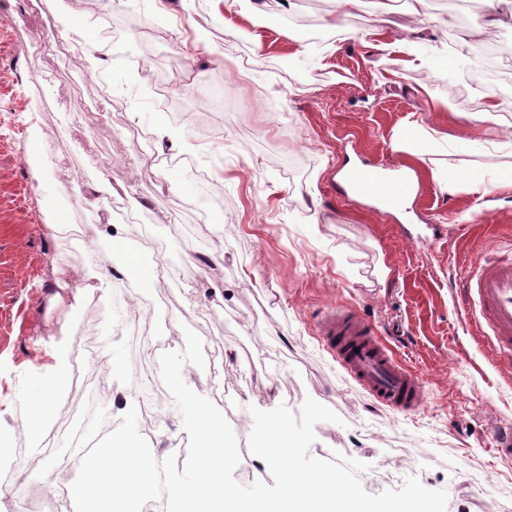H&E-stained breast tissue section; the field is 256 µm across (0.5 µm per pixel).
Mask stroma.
I'll return each instance as SVG.
<instances>
[{"label":"stroma","instance_id":"1","mask_svg":"<svg viewBox=\"0 0 512 512\" xmlns=\"http://www.w3.org/2000/svg\"><path fill=\"white\" fill-rule=\"evenodd\" d=\"M415 8L396 0L379 25L369 10L339 22L334 0H299L293 14L327 34L317 46L276 0L259 12L251 0L232 12L224 0H172L166 11L99 0L81 13L83 37L58 22L52 0H0V512H74L36 477L50 450L24 429L56 344L98 384L111 425L145 385L160 404L141 431L152 452L184 435L159 357L132 345L144 328L173 351L186 330L201 337L204 366H184L201 396L219 385L261 410L296 411L309 397L331 408L340 421L316 425L310 453L367 463L383 477L368 492L414 476L447 492V512H512V462L492 454L497 427L512 423V373L493 364L486 327L463 320L459 294L475 251L512 249V192L483 191L512 176V108L478 122L482 84L450 99L463 46L485 37L477 14L448 0ZM111 20L140 22L124 45L132 62L89 66ZM413 29L421 59L388 50ZM166 99L181 115L184 142L167 151L180 169L156 163ZM212 111L216 134L195 122ZM364 160L412 180L402 209L381 214L339 191ZM191 165L223 188V207L198 210ZM460 174L467 182L448 187ZM78 227L85 238L65 237ZM132 259L168 274L148 286L128 271ZM60 264L125 276L107 291L74 289L62 308L52 303ZM333 306L357 308L425 380L420 411L381 406L323 349L316 322Z\"/></svg>","mask_w":512,"mask_h":512}]
</instances>
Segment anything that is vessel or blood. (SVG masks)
Wrapping results in <instances>:
<instances>
[{
	"mask_svg": "<svg viewBox=\"0 0 512 512\" xmlns=\"http://www.w3.org/2000/svg\"><path fill=\"white\" fill-rule=\"evenodd\" d=\"M346 182L354 193L383 199L390 208L401 206L411 190L407 180L387 181L376 165L351 169ZM471 267L472 275L463 285L468 299L465 316L485 321L502 366L511 369L512 253L494 258L476 254ZM319 338L380 404L405 414L422 404L423 379L400 365L355 309L333 307L325 311L319 323Z\"/></svg>",
	"mask_w": 512,
	"mask_h": 512,
	"instance_id": "vessel-or-blood-1",
	"label": "vessel or blood"
}]
</instances>
